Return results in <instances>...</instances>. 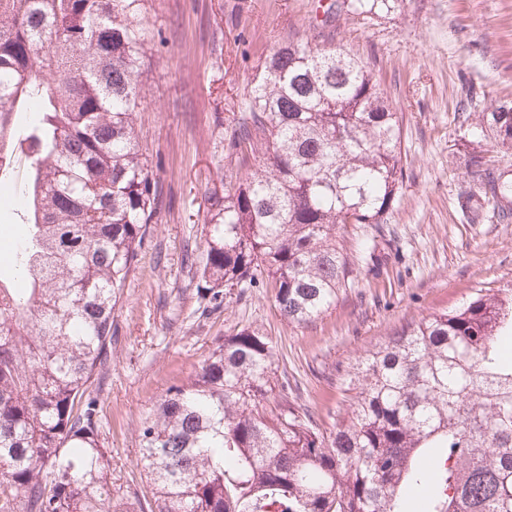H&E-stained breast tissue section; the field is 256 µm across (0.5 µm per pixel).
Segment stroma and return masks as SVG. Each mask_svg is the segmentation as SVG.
<instances>
[{"mask_svg": "<svg viewBox=\"0 0 512 512\" xmlns=\"http://www.w3.org/2000/svg\"><path fill=\"white\" fill-rule=\"evenodd\" d=\"M316 0H146L147 105L137 130L160 180L159 217L113 314L111 356L96 374L100 443L127 495L144 489L137 460L144 411L185 382L212 339L260 329L291 402L332 430L349 396L350 363L401 325L455 306L480 287L512 288V217L469 223V143L458 119L467 89L480 105L512 100V0H401L388 15L337 17L338 41L367 62L402 115V192L387 224L353 228L365 260L352 286L311 325L283 321L271 288L199 312L186 249L204 254L207 196L244 173L224 155L265 58L295 36L314 39Z\"/></svg>", "mask_w": 512, "mask_h": 512, "instance_id": "35a3bbf8", "label": "stroma"}]
</instances>
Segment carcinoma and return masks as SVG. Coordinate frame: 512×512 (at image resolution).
Masks as SVG:
<instances>
[{"mask_svg": "<svg viewBox=\"0 0 512 512\" xmlns=\"http://www.w3.org/2000/svg\"><path fill=\"white\" fill-rule=\"evenodd\" d=\"M399 2L333 0L317 42L290 39L267 56L224 137L247 172L207 197L204 311L263 276L280 316L304 327L352 287L348 227L388 222L404 167L400 117L334 22ZM144 10L0 0V183L17 154L27 162L0 270V512H512V291L501 288L367 349L328 433L283 382L268 404L276 360L259 329L215 337L142 415L149 500L112 484L92 387L160 195L136 129L152 44ZM476 97L461 126L512 150V101L480 109ZM468 176L457 204L471 223L487 209L512 215V177L475 150Z\"/></svg>", "mask_w": 512, "mask_h": 512, "instance_id": "1", "label": "carcinoma"}]
</instances>
